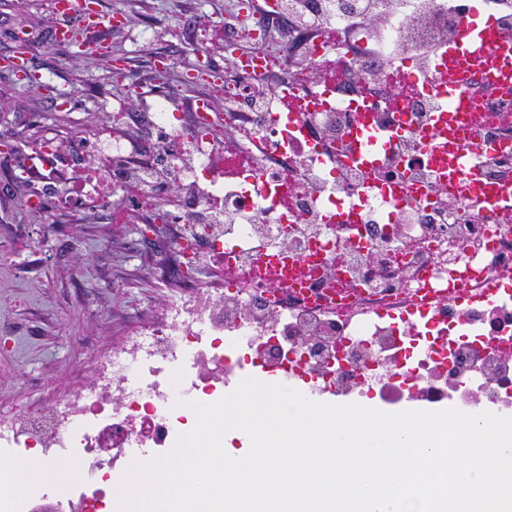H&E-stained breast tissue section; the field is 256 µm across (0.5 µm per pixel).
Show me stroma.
I'll return each mask as SVG.
<instances>
[{"instance_id": "35a3bbf8", "label": "stroma", "mask_w": 512, "mask_h": 512, "mask_svg": "<svg viewBox=\"0 0 512 512\" xmlns=\"http://www.w3.org/2000/svg\"><path fill=\"white\" fill-rule=\"evenodd\" d=\"M234 0H100L122 15L106 31V54L75 57L74 46L52 40L48 0H0V57L24 48L39 81L0 69V417L36 411L88 384L99 364L129 334L179 293L164 268L174 253L142 222L112 223L107 209L26 205L34 192L19 169L45 138L92 132L106 101L124 100L129 83L171 97L190 117L197 100L213 98L204 82L186 89L196 54L225 68L224 51L210 46L204 27L231 13ZM184 37L174 40L172 29ZM122 64L126 81L111 79Z\"/></svg>"}]
</instances>
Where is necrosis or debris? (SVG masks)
Instances as JSON below:
<instances>
[{
    "label": "necrosis or debris",
    "mask_w": 512,
    "mask_h": 512,
    "mask_svg": "<svg viewBox=\"0 0 512 512\" xmlns=\"http://www.w3.org/2000/svg\"><path fill=\"white\" fill-rule=\"evenodd\" d=\"M360 11L362 25L327 44L308 27L285 30L288 0L261 11L239 0L262 75L225 81L232 106L223 124L194 112L183 148L193 164L166 182L196 193L180 211L157 203L148 221L173 230L176 261L167 271L188 299L156 316L99 367L91 383L44 413L0 421V447L38 449L101 474L131 466L133 451L164 447L180 403L237 382L247 364L287 376L310 399L378 400L397 409L447 403L473 415L512 412V219L479 192L439 175L427 142L439 116L460 106L484 151L462 157L484 185L512 184V76L469 78L460 101L432 86L460 17L485 14L512 37V0L484 11L474 0H311ZM379 24L378 43L367 30ZM333 81L297 78L324 57ZM402 63L422 95L403 100L385 83L388 58ZM294 88L305 108L253 111L254 100ZM385 134L375 167L352 159L359 102ZM225 140H244L257 165L223 185L214 165ZM68 151L43 141L23 170L31 182L57 180ZM222 200L218 215L207 202ZM215 265L220 285L199 283Z\"/></svg>",
    "instance_id": "necrosis-or-debris-1"
}]
</instances>
